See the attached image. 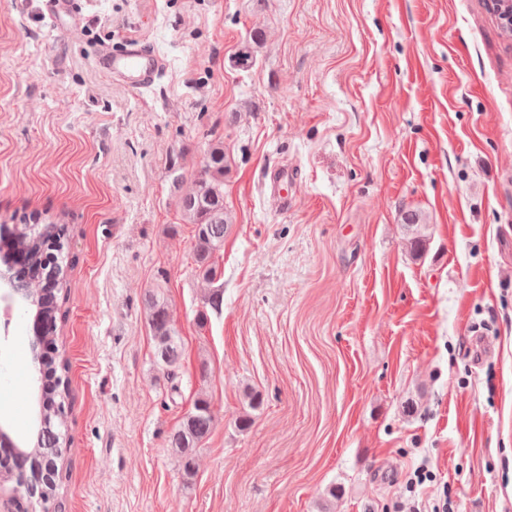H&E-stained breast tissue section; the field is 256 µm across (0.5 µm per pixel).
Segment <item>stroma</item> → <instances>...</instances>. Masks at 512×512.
Segmentation results:
<instances>
[{
    "label": "stroma",
    "instance_id": "1",
    "mask_svg": "<svg viewBox=\"0 0 512 512\" xmlns=\"http://www.w3.org/2000/svg\"><path fill=\"white\" fill-rule=\"evenodd\" d=\"M82 6L62 36L41 0H0V223L70 227L67 512H512V38L485 0ZM135 40L167 64L147 90L94 63ZM215 137L231 227L210 284L171 170L194 176ZM284 163L285 212L267 187ZM154 288L179 332L172 372ZM32 319L0 303V423L21 439ZM475 330L493 347L479 360ZM199 396L215 421L188 481L167 441ZM420 466L434 478L410 488ZM419 223L420 219L416 213H408L404 217V224H402L409 234V240L415 253H419L426 246L427 242V224ZM145 303L157 362L165 368H176L182 359V347L164 295L159 289L152 290L146 295Z\"/></svg>",
    "mask_w": 512,
    "mask_h": 512
}]
</instances>
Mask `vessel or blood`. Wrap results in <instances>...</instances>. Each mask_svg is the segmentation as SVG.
I'll return each mask as SVG.
<instances>
[{"mask_svg":"<svg viewBox=\"0 0 512 512\" xmlns=\"http://www.w3.org/2000/svg\"><path fill=\"white\" fill-rule=\"evenodd\" d=\"M42 11L61 34L81 28L84 20L79 0H42ZM97 69L110 81L136 90L151 88L165 61L154 47L129 41L120 49H104L95 57Z\"/></svg>","mask_w":512,"mask_h":512,"instance_id":"1","label":"vessel or blood"}]
</instances>
